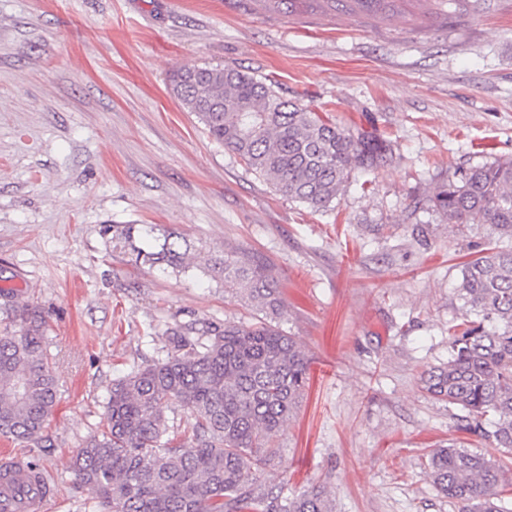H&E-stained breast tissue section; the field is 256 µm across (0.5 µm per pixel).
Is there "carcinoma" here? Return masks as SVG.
Returning a JSON list of instances; mask_svg holds the SVG:
<instances>
[{
	"mask_svg": "<svg viewBox=\"0 0 512 512\" xmlns=\"http://www.w3.org/2000/svg\"><path fill=\"white\" fill-rule=\"evenodd\" d=\"M407 2L255 0L270 14L320 11L368 21L400 16ZM171 85L212 141L281 196L315 211L391 154L379 136L354 134L236 66H183ZM429 202L454 226L490 224L512 240V157L453 173L434 187ZM103 230L134 262L163 272L184 271L199 255L181 234L157 224H106ZM210 271L265 317L249 325L226 321L203 338L192 337L190 328L173 329L171 355L114 381L106 426L74 456L79 485L108 512H334L321 486L285 495L257 479L280 455L310 375L307 353L274 324L281 306L277 278L264 262L231 248ZM461 275L463 319L448 362L422 383L431 396L468 413L469 432L512 452V247L479 254ZM472 314L480 322L470 320ZM45 325L37 307L22 304L0 334L1 438L37 445L53 416L57 375ZM173 406L186 413L179 442L165 414ZM427 474L458 512H512L500 467L481 452L455 443L435 448Z\"/></svg>",
	"mask_w": 512,
	"mask_h": 512,
	"instance_id": "cac0c4a2",
	"label": "carcinoma"
}]
</instances>
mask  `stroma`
Segmentation results:
<instances>
[{
	"instance_id": "35a3bbf8",
	"label": "stroma",
	"mask_w": 512,
	"mask_h": 512,
	"mask_svg": "<svg viewBox=\"0 0 512 512\" xmlns=\"http://www.w3.org/2000/svg\"><path fill=\"white\" fill-rule=\"evenodd\" d=\"M474 4L459 21L414 2L369 25L292 23L252 0H0V329L17 304L47 319L58 402L24 451L52 487L43 512H98L71 457L104 428L113 381L172 352L168 328L261 316L204 260L134 263L107 221L271 266L274 320L311 358L273 466L287 492L325 486L335 512H454L427 453L484 442L421 377L448 360L462 263L498 236L448 227L429 197L456 169L512 156V0ZM193 64L270 78L393 154L323 210L282 198L171 93Z\"/></svg>"
}]
</instances>
